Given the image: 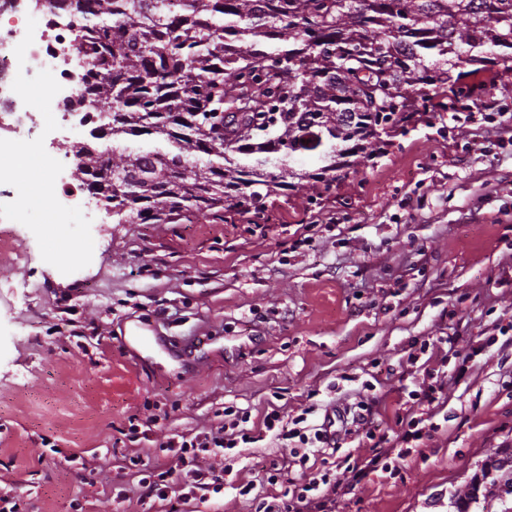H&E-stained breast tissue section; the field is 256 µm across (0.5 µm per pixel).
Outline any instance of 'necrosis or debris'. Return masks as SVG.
Here are the masks:
<instances>
[{"label": "necrosis or debris", "mask_w": 512, "mask_h": 512, "mask_svg": "<svg viewBox=\"0 0 512 512\" xmlns=\"http://www.w3.org/2000/svg\"><path fill=\"white\" fill-rule=\"evenodd\" d=\"M87 68L68 21L56 10L36 0H0L1 254L18 252L8 226L17 200L27 196L29 188L5 160L21 150L38 152L46 162L48 177L39 196L48 201L55 223L69 224L92 214L81 186L66 176L77 166V156L60 154L30 137L35 127L56 131L69 124Z\"/></svg>", "instance_id": "obj_1"}]
</instances>
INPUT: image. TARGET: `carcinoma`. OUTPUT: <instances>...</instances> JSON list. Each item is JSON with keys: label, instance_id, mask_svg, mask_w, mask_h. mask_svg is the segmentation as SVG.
I'll list each match as a JSON object with an SVG mask.
<instances>
[{"label": "carcinoma", "instance_id": "cac0c4a2", "mask_svg": "<svg viewBox=\"0 0 512 512\" xmlns=\"http://www.w3.org/2000/svg\"><path fill=\"white\" fill-rule=\"evenodd\" d=\"M89 59L77 180L114 224L267 218L281 190L330 189L375 163L413 115L463 112L512 62V0H53ZM474 66L458 70L459 63ZM112 146H99L101 140ZM311 168L296 171L291 159ZM279 172L266 170L269 163ZM456 512H512V448L484 461Z\"/></svg>", "mask_w": 512, "mask_h": 512}]
</instances>
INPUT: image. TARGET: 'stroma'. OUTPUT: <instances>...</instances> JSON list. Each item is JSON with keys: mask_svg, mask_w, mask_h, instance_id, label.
Returning <instances> with one entry per match:
<instances>
[{"mask_svg": "<svg viewBox=\"0 0 512 512\" xmlns=\"http://www.w3.org/2000/svg\"><path fill=\"white\" fill-rule=\"evenodd\" d=\"M268 210L261 229L235 213L108 221L75 253L78 225L44 239L45 207L22 209L12 231L28 258L0 257V495L19 512H255L326 472L344 490L336 512H454L485 457L512 447L511 83L423 115L321 205L281 194ZM135 327L159 346L126 345ZM441 336L449 347L420 352ZM431 387L418 448L355 481L346 457H371ZM368 399L371 429L351 428L334 456L281 471L295 443L270 432L213 459L236 482L206 504L136 489L138 470L176 466L162 444L217 432L227 406L257 430L274 407L316 427Z\"/></svg>", "mask_w": 512, "mask_h": 512, "instance_id": "1", "label": "stroma"}]
</instances>
